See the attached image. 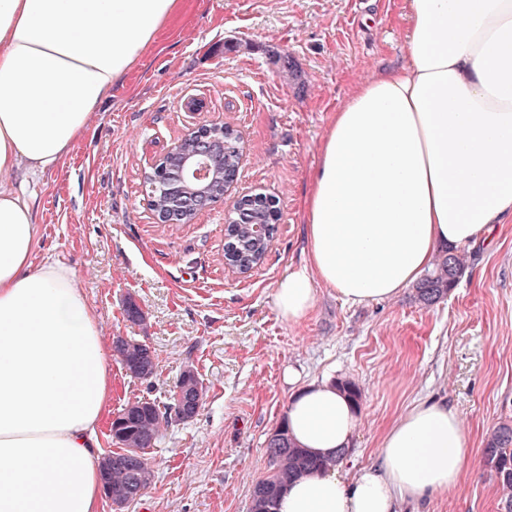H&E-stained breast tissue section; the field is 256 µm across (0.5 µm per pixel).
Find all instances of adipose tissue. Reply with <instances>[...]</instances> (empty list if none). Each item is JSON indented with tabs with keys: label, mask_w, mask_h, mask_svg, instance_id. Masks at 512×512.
<instances>
[{
	"label": "adipose tissue",
	"mask_w": 512,
	"mask_h": 512,
	"mask_svg": "<svg viewBox=\"0 0 512 512\" xmlns=\"http://www.w3.org/2000/svg\"><path fill=\"white\" fill-rule=\"evenodd\" d=\"M404 2L408 62L357 83L322 138L302 203L305 263L274 296L285 321L312 312L319 284L352 306L395 297L440 247L512 220V0ZM182 4L0 0V512H99L93 456L112 394L99 316L67 264L32 266V205L5 182L63 161ZM356 424L330 380L288 404L290 438L317 456L348 447ZM380 448L355 478H296L278 512H395L456 488L471 442L456 411L425 401Z\"/></svg>",
	"instance_id": "obj_1"
}]
</instances>
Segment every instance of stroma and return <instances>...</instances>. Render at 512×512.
<instances>
[{
    "label": "stroma",
    "mask_w": 512,
    "mask_h": 512,
    "mask_svg": "<svg viewBox=\"0 0 512 512\" xmlns=\"http://www.w3.org/2000/svg\"><path fill=\"white\" fill-rule=\"evenodd\" d=\"M408 31L404 0H185L61 165L12 178L35 199L33 264H69L105 336L146 341L155 354L150 382L111 358L112 411L167 395L188 365L205 387L198 415L147 449L154 481L124 512H249L295 385L326 378L360 389L343 462L353 474L377 465L383 434L417 402L445 401L464 420L471 459L456 489L397 512H501L482 448L492 428L512 423V223L464 249L465 273L430 307L411 287L362 306L321 287L312 313L291 324L273 300L305 258L301 202L331 113L355 82L406 62ZM193 99L199 110L188 109ZM219 122L241 135L229 198L261 193L280 211L246 277L224 265L225 203L171 226L156 223L143 193L161 153ZM130 299L144 322L128 319Z\"/></svg>",
    "instance_id": "35a3bbf8"
}]
</instances>
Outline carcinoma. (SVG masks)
Segmentation results:
<instances>
[{"label": "carcinoma", "mask_w": 512, "mask_h": 512, "mask_svg": "<svg viewBox=\"0 0 512 512\" xmlns=\"http://www.w3.org/2000/svg\"><path fill=\"white\" fill-rule=\"evenodd\" d=\"M275 206L260 200L249 212L256 224L267 228V236L252 235L250 226L231 223L226 227V237L231 249L224 251V260L229 264L249 271L264 257L268 237L275 232L273 215ZM465 270V258L457 250L447 247L439 255L435 269L422 278L415 287L417 300L424 305H433L448 294ZM112 349L123 367L134 377L150 381L156 376L157 362L149 346L139 340L118 337L112 341ZM205 390L195 368L187 367L170 393L169 402L160 404L154 399L136 398L127 402L116 414L109 428L112 443L119 451L103 456L99 470L103 473L107 488L106 497L119 512L131 501L141 497L152 485L154 471L145 457V449L151 447L161 429L173 419L188 421L196 416L194 410L178 411V400L204 397ZM484 459L495 474L503 490L504 512H512V424L502 423L488 434L482 449ZM266 454L269 472L254 486L251 494L250 512H276L277 497L289 481L310 471L324 469L342 461L347 452L334 459L314 457L296 446L282 425L268 438Z\"/></svg>", "instance_id": "1"}]
</instances>
